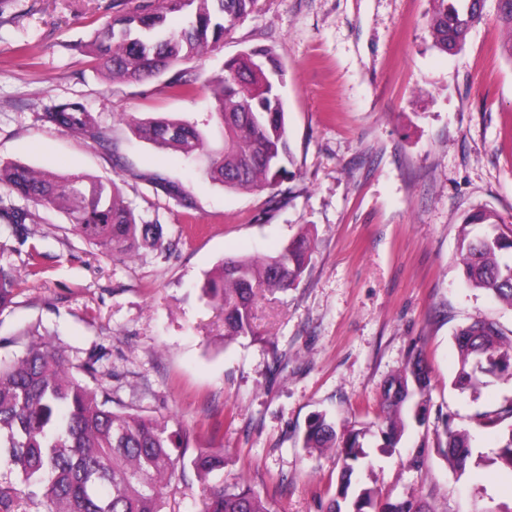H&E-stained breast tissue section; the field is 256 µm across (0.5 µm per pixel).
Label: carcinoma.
Masks as SVG:
<instances>
[{
	"label": "carcinoma",
	"instance_id": "carcinoma-1",
	"mask_svg": "<svg viewBox=\"0 0 512 512\" xmlns=\"http://www.w3.org/2000/svg\"><path fill=\"white\" fill-rule=\"evenodd\" d=\"M258 0H114L115 14L89 45L94 65L114 78L141 82L169 73L166 88L175 95L197 91V78L177 69L185 60L219 47L257 5ZM429 19L434 46L443 52L464 49L471 29L484 15L485 0H434ZM187 16V25L173 28L170 15ZM284 68L270 48L255 47L224 63V75L211 119L222 130L224 143L210 147L197 125L158 118L138 122L139 136L151 144L186 155L204 151L205 171L224 189L273 191L293 176L285 104L281 96ZM41 120L57 128L96 136L97 117L78 100L48 106ZM0 183L38 205L65 211L74 229L114 256L131 249L162 245L161 224H138L124 204L115 181L86 185L79 174L61 176L35 172L12 163L0 166ZM158 185L185 208L191 197L174 182ZM499 217L478 210L464 220L457 267L473 288L483 290L512 308V230L500 229ZM314 240L307 232L288 242L275 256L261 259L227 257L207 276L202 293L224 309V339L254 334L252 308L264 292L298 285L311 259ZM12 272L0 267V308L15 290ZM460 368L454 386L477 389L484 376H512V336L497 323L477 320L454 336ZM99 359L70 367L63 352L49 342L32 343L24 356L0 361V466L16 476L0 484V512H16L18 499L40 505L44 512H164L167 492L185 470L191 434L171 428L168 421L137 412L113 400L95 377ZM429 375L423 353L392 376L382 396L379 425L387 446L404 433L403 410L408 399L424 395ZM437 451L451 465L465 468L471 455L465 429L445 427ZM362 431L340 433L335 422L319 414L308 424L304 447L344 448L340 482L326 512H430L407 498L381 500L372 488L352 481L366 457ZM229 464L224 452L199 448L190 465L205 486L201 512H272L268 501L249 486L224 483Z\"/></svg>",
	"mask_w": 512,
	"mask_h": 512
}]
</instances>
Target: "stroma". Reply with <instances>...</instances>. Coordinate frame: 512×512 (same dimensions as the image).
Listing matches in <instances>:
<instances>
[{"label": "stroma", "instance_id": "obj_1", "mask_svg": "<svg viewBox=\"0 0 512 512\" xmlns=\"http://www.w3.org/2000/svg\"><path fill=\"white\" fill-rule=\"evenodd\" d=\"M432 0H259L218 50L184 67L190 97L164 77L143 82L97 71L81 45L112 0H9L0 12V163L115 181L137 223L160 224L164 244L115 257L77 235L69 217L0 183V209L31 212L24 232L0 218V266L17 278L0 310V360L43 340L77 366L99 356L115 399L168 420L194 446L223 450L225 479L239 478L273 512H323L339 452L304 448L318 413L362 430L358 481L432 512L512 507V473L496 456L512 418L478 424L512 405V379L455 389L457 329L477 319L512 330V309L466 286L455 265L463 221L485 208L512 228V60L497 0L456 55L428 28ZM272 48L285 69L294 177L288 201L228 191L209 180L207 155L186 156L139 138L134 124L174 118L212 144L209 88L226 60ZM82 101L101 136L40 121L53 102ZM180 183L187 209L155 183ZM310 232L311 261L297 288L259 296L255 336L224 340V311L201 286L224 258L278 253ZM37 274H30L28 259ZM427 357L430 388L405 409L393 448L378 433L381 395L412 350ZM429 419L418 424V406ZM467 429L472 457L453 471L436 450L445 426ZM425 448L423 466L412 459Z\"/></svg>", "mask_w": 512, "mask_h": 512}]
</instances>
